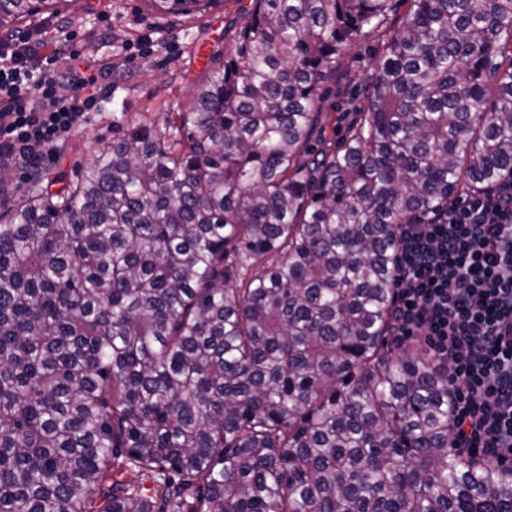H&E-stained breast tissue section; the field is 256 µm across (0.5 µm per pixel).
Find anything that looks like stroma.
Returning a JSON list of instances; mask_svg holds the SVG:
<instances>
[{
  "mask_svg": "<svg viewBox=\"0 0 512 512\" xmlns=\"http://www.w3.org/2000/svg\"><path fill=\"white\" fill-rule=\"evenodd\" d=\"M253 0H222L217 7L192 16H159L145 0H77L62 16L36 15L18 23L21 31L47 27L46 50L72 33L69 49L79 65L111 70L112 89L100 112L63 142L58 154L32 172L14 170L6 178L11 195L38 194L65 180L75 182L98 151L133 126L160 129L167 113L184 111L194 85L203 83L211 67L233 51ZM380 33H369L348 47L335 79L321 85L318 96L327 137L342 140L347 125L360 118L352 105L364 82L374 74Z\"/></svg>",
  "mask_w": 512,
  "mask_h": 512,
  "instance_id": "35a3bbf8",
  "label": "stroma"
}]
</instances>
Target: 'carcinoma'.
Here are the masks:
<instances>
[{
  "label": "carcinoma",
  "mask_w": 512,
  "mask_h": 512,
  "mask_svg": "<svg viewBox=\"0 0 512 512\" xmlns=\"http://www.w3.org/2000/svg\"><path fill=\"white\" fill-rule=\"evenodd\" d=\"M385 26L326 140L317 89ZM507 180L512 0H255L165 130L0 215V512H512L448 447L447 370L390 339L397 225Z\"/></svg>",
  "instance_id": "obj_1"
}]
</instances>
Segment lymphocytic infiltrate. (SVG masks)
<instances>
[{
    "label": "lymphocytic infiltrate",
    "instance_id": "f902f5d3",
    "mask_svg": "<svg viewBox=\"0 0 512 512\" xmlns=\"http://www.w3.org/2000/svg\"><path fill=\"white\" fill-rule=\"evenodd\" d=\"M42 48L0 40V163L17 169L41 168L106 91L107 72ZM397 239L396 333L425 337L448 370L449 445L512 474V192L453 202Z\"/></svg>",
    "mask_w": 512,
    "mask_h": 512
}]
</instances>
